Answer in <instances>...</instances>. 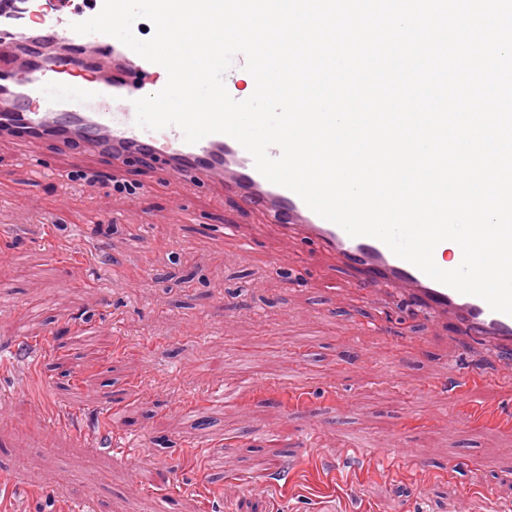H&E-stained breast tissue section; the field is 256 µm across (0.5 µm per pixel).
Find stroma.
Masks as SVG:
<instances>
[{"mask_svg": "<svg viewBox=\"0 0 512 512\" xmlns=\"http://www.w3.org/2000/svg\"><path fill=\"white\" fill-rule=\"evenodd\" d=\"M25 155L49 156L54 176L20 165ZM1 169L0 474L20 471L22 485L0 512H71L89 476L92 512H488L492 494L512 512V480L484 482L512 467V435L469 421L478 403L512 411V388L495 383L503 360L457 350L402 300L364 302L331 256L274 229L245 248L212 239L213 225L259 219L217 206L220 187L171 180L145 195L141 168L89 155L78 174L67 152L9 140ZM62 195L66 214L39 223ZM146 222L154 243L140 253L132 238ZM453 351L481 384L434 385ZM61 357L70 377L54 368ZM219 383L244 399L193 430L188 407L206 408ZM116 411L131 423L114 426ZM272 432L282 455L266 447ZM400 432L429 473L342 463L349 439L385 448Z\"/></svg>", "mask_w": 512, "mask_h": 512, "instance_id": "1", "label": "stroma"}]
</instances>
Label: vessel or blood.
<instances>
[{
	"mask_svg": "<svg viewBox=\"0 0 512 512\" xmlns=\"http://www.w3.org/2000/svg\"><path fill=\"white\" fill-rule=\"evenodd\" d=\"M102 3L24 0L16 33H0V140L80 145L70 160L75 169L93 153L108 163H149L155 178L175 179L194 190L221 187L243 206L267 214L284 238L325 251L353 270V287L370 298L399 296L456 337L512 357V316L432 280L377 239L350 237L294 192L266 180L233 138L212 134L189 144L175 126L137 127L134 100L161 90L167 73L113 37L71 30V23L98 14ZM263 230L260 224L214 227L216 236L246 244ZM472 418L512 432V417L489 405H475Z\"/></svg>",
	"mask_w": 512,
	"mask_h": 512,
	"instance_id": "vessel-or-blood-1",
	"label": "vessel or blood"
}]
</instances>
